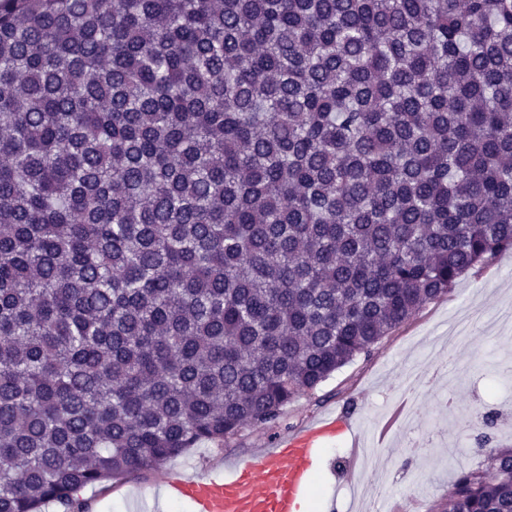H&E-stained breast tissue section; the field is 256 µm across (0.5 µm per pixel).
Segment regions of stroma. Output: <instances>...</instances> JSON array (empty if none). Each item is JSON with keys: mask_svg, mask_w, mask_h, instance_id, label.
I'll list each match as a JSON object with an SVG mask.
<instances>
[{"mask_svg": "<svg viewBox=\"0 0 512 512\" xmlns=\"http://www.w3.org/2000/svg\"><path fill=\"white\" fill-rule=\"evenodd\" d=\"M512 303V254L485 262L460 277L445 297L426 305L375 347L336 371L311 394L286 410L289 428L300 427L332 411L349 414L357 430L372 431L399 395L402 375L412 364L431 372L420 387L422 409L413 436L424 441L421 453L408 449V438L377 448L362 478L381 500L408 504L421 496L422 512L448 496L459 474L483 468L487 450L466 423L446 421L447 402L457 408L512 407V331L485 333L474 324L471 337L456 347L444 341L449 319L462 307L475 306L492 317ZM268 433L251 428L222 445L201 444L169 460L168 465L204 474L216 465L232 468L268 445ZM352 451L341 445L321 449L309 496L310 512H350L349 474ZM157 472L83 490L89 512H194L188 502L166 496Z\"/></svg>", "mask_w": 512, "mask_h": 512, "instance_id": "35a3bbf8", "label": "stroma"}]
</instances>
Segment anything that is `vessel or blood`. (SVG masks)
I'll return each instance as SVG.
<instances>
[{"mask_svg":"<svg viewBox=\"0 0 512 512\" xmlns=\"http://www.w3.org/2000/svg\"><path fill=\"white\" fill-rule=\"evenodd\" d=\"M333 436L342 437L353 449L366 443L346 418L332 415L274 439L257 456L237 464L230 475L168 468L161 483L169 495L190 500L197 512H300L316 452Z\"/></svg>","mask_w":512,"mask_h":512,"instance_id":"1","label":"vessel or blood"}]
</instances>
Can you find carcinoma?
<instances>
[{"label":"carcinoma","mask_w":512,"mask_h":512,"mask_svg":"<svg viewBox=\"0 0 512 512\" xmlns=\"http://www.w3.org/2000/svg\"><path fill=\"white\" fill-rule=\"evenodd\" d=\"M511 251L512 0H0V512L277 431Z\"/></svg>","instance_id":"cac0c4a2"}]
</instances>
